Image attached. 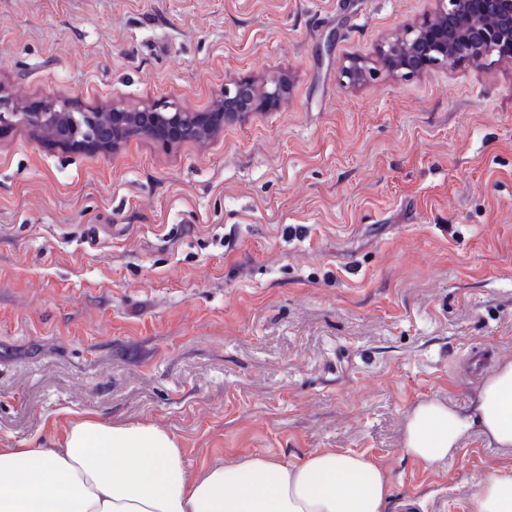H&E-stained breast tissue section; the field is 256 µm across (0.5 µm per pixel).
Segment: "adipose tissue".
<instances>
[{"instance_id":"obj_1","label":"adipose tissue","mask_w":512,"mask_h":512,"mask_svg":"<svg viewBox=\"0 0 512 512\" xmlns=\"http://www.w3.org/2000/svg\"><path fill=\"white\" fill-rule=\"evenodd\" d=\"M476 427L512 449V362L470 407L418 403L401 454L438 465ZM391 496L385 469L363 453L318 451L296 463L257 453L195 473L169 431L92 414L75 416L59 441L0 448V512H387ZM473 512H512V470L479 480Z\"/></svg>"}]
</instances>
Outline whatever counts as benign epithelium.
<instances>
[{
    "label": "benign epithelium",
    "mask_w": 512,
    "mask_h": 512,
    "mask_svg": "<svg viewBox=\"0 0 512 512\" xmlns=\"http://www.w3.org/2000/svg\"><path fill=\"white\" fill-rule=\"evenodd\" d=\"M420 22L397 37L383 41L373 62L351 59L342 66L353 86L378 78L381 71L419 74L434 66L475 62L497 56L512 61V0H433ZM286 85L270 79L258 84L242 79L224 85L217 112H165L143 108L97 107L74 110L66 101L51 99L33 111L21 110L13 96L0 90V130L19 124L43 128L72 148L117 149L127 130L135 136L182 144L200 134L210 138L219 118H234L275 104Z\"/></svg>",
    "instance_id": "benign-epithelium-1"
}]
</instances>
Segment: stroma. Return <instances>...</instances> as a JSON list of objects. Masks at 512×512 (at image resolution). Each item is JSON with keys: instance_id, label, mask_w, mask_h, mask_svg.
I'll return each instance as SVG.
<instances>
[{"instance_id": "1", "label": "stroma", "mask_w": 512, "mask_h": 512, "mask_svg": "<svg viewBox=\"0 0 512 512\" xmlns=\"http://www.w3.org/2000/svg\"><path fill=\"white\" fill-rule=\"evenodd\" d=\"M431 0H0L23 108L171 103L284 79L203 142L76 151L0 131V443L70 413L175 434L192 470L250 453L375 458L388 512H472L512 451L402 458L406 418L512 360V62L381 72L351 57Z\"/></svg>"}]
</instances>
